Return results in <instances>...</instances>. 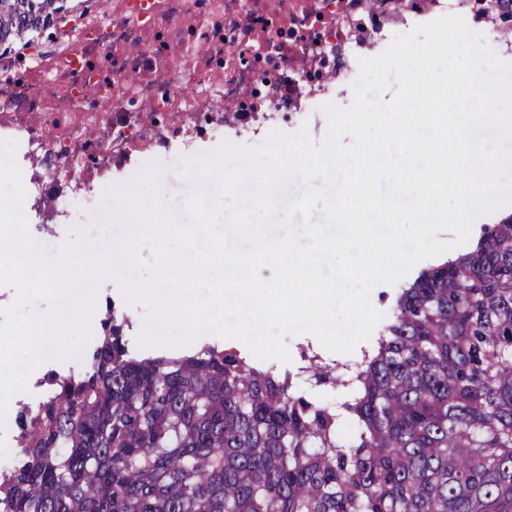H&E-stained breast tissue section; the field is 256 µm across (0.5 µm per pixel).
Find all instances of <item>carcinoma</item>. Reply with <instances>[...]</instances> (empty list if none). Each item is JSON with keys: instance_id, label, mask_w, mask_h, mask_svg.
<instances>
[{"instance_id": "cac0c4a2", "label": "carcinoma", "mask_w": 512, "mask_h": 512, "mask_svg": "<svg viewBox=\"0 0 512 512\" xmlns=\"http://www.w3.org/2000/svg\"><path fill=\"white\" fill-rule=\"evenodd\" d=\"M77 2L0 0V47ZM128 323L112 308L20 410L0 512H512V214L400 289L355 359L308 358L336 401L216 345L142 358Z\"/></svg>"}]
</instances>
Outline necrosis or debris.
I'll use <instances>...</instances> for the list:
<instances>
[{"instance_id": "necrosis-or-debris-1", "label": "necrosis or debris", "mask_w": 512, "mask_h": 512, "mask_svg": "<svg viewBox=\"0 0 512 512\" xmlns=\"http://www.w3.org/2000/svg\"><path fill=\"white\" fill-rule=\"evenodd\" d=\"M0 49V139L17 143L30 235L97 203L149 156L304 121L351 92L358 60L446 15L512 55V21L476 0H84ZM135 84H128V74Z\"/></svg>"}]
</instances>
